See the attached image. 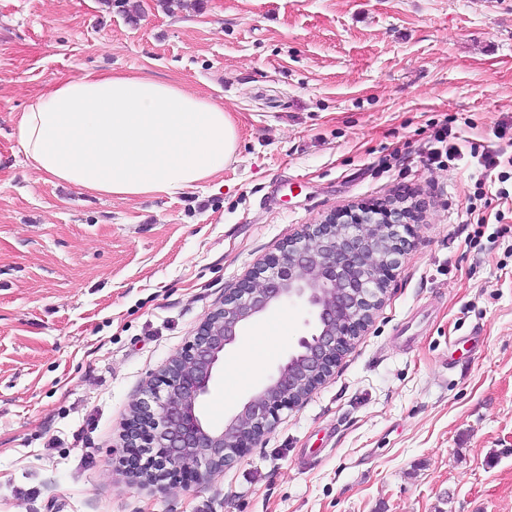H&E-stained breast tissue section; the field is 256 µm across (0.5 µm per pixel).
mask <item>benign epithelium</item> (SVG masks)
<instances>
[{
	"instance_id": "benign-epithelium-1",
	"label": "benign epithelium",
	"mask_w": 512,
	"mask_h": 512,
	"mask_svg": "<svg viewBox=\"0 0 512 512\" xmlns=\"http://www.w3.org/2000/svg\"><path fill=\"white\" fill-rule=\"evenodd\" d=\"M420 207L404 199L328 214L227 289L222 306L133 406L123 463L137 482L199 479L224 468L274 427L279 411L323 382L381 305L406 243L399 227ZM290 304L308 309L310 334L224 424L204 422L201 403L226 353L246 328Z\"/></svg>"
}]
</instances>
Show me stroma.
<instances>
[{
	"instance_id": "1",
	"label": "stroma",
	"mask_w": 512,
	"mask_h": 512,
	"mask_svg": "<svg viewBox=\"0 0 512 512\" xmlns=\"http://www.w3.org/2000/svg\"><path fill=\"white\" fill-rule=\"evenodd\" d=\"M0 0V512H512V0ZM223 104L202 188L122 200L28 166L19 112L84 73ZM447 130V154L426 164ZM422 208L369 326L233 465L135 484L126 423L234 287L303 225ZM221 370L224 421L309 334Z\"/></svg>"
}]
</instances>
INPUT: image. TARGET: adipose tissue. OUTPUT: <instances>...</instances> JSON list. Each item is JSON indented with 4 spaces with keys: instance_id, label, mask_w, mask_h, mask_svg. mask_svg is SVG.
I'll return each instance as SVG.
<instances>
[{
    "instance_id": "ef3b65f1",
    "label": "adipose tissue",
    "mask_w": 512,
    "mask_h": 512,
    "mask_svg": "<svg viewBox=\"0 0 512 512\" xmlns=\"http://www.w3.org/2000/svg\"><path fill=\"white\" fill-rule=\"evenodd\" d=\"M16 133L35 170L121 199L205 185L237 141L223 105L155 78L95 72L35 98Z\"/></svg>"
}]
</instances>
